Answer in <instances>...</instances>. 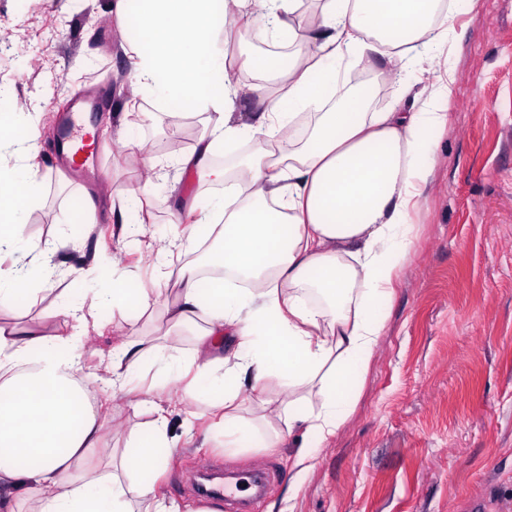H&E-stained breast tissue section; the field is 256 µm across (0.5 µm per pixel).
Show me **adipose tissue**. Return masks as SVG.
Returning a JSON list of instances; mask_svg holds the SVG:
<instances>
[{"label":"adipose tissue","instance_id":"ef3b65f1","mask_svg":"<svg viewBox=\"0 0 512 512\" xmlns=\"http://www.w3.org/2000/svg\"><path fill=\"white\" fill-rule=\"evenodd\" d=\"M301 0H111L119 24L134 23L136 43L124 46L132 93L177 99L206 116L196 150L182 156V173L196 171L222 184L224 194L193 203L196 222L174 225L155 249L158 269L174 253L198 244V225L214 236L224 276L200 288L201 270L183 264L170 288L121 278L122 255L91 271L66 263L69 239L36 244L21 227L38 206L43 186L35 174L0 164V310L38 284L66 272L88 276L90 299L61 303L53 312L60 332L24 322L0 325V512H180L179 504L140 480L143 469L164 476L172 450L194 441V416L180 432L171 417L196 399L206 380L221 399L207 414L224 427V450L236 453L252 430L243 425L242 390L258 401L262 420L285 429L265 441L276 448L295 435L292 488L306 480L312 461L353 412L364 375L387 325L393 281L416 239L410 213L434 178V157L448 130L439 109L453 76L448 32L477 0H322L306 31L294 20ZM287 37L283 96L245 121L239 99L251 92L239 72L265 79L267 63L244 51L251 40ZM240 46L237 67L224 64ZM363 62L405 73L437 71L434 83H405L389 110L365 111L351 97L339 63ZM317 113L314 127L297 116ZM260 147L235 178L212 165L216 150L244 140ZM248 280L232 288L227 275ZM171 300H164L165 292ZM115 308L163 303L169 320L195 329L190 356L174 355L162 338H134L124 329L89 321L87 302ZM111 334L110 349L90 350ZM168 364V382L134 391L129 378L147 361ZM276 380V396L265 394ZM124 407L151 416L148 436L112 448Z\"/></svg>","mask_w":512,"mask_h":512}]
</instances>
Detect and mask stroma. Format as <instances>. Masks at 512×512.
Instances as JSON below:
<instances>
[{"mask_svg": "<svg viewBox=\"0 0 512 512\" xmlns=\"http://www.w3.org/2000/svg\"><path fill=\"white\" fill-rule=\"evenodd\" d=\"M0 114L19 116L40 146L37 157L6 155L7 165L33 169L43 184L39 205L23 228L45 240L63 229L84 267L120 252L121 243L102 214L82 210V190L110 203L116 190L141 192L146 175L126 165L116 129L124 112L128 130L149 144L155 162L172 168L192 153L204 117L187 104L171 107L151 96L132 109L131 66L120 43L132 28L119 27L109 0H0ZM448 40L455 47L450 123L435 157V179L412 214L417 240L400 272L387 322L354 412L313 471L289 494L293 448L250 446L233 456L222 447L224 429L201 412L216 394L199 384L195 433L203 448L179 447L160 486L187 512H236L234 504L197 495L195 479L208 469L237 476L265 471L270 481L250 512H498L512 507V0H478L460 14ZM364 80L368 109L379 112L399 99L401 79H385L369 66L350 68ZM98 89L90 114L101 151L94 182L83 186L47 161L59 148L57 118L75 94ZM184 132L182 150L167 142ZM224 188L195 174L178 189L155 183L148 198L145 247L130 252L131 278L149 274L154 243L166 240L174 219L190 222L192 200L223 195ZM87 280L61 278L34 297L19 298L0 313L9 321L53 330L50 315ZM101 319L133 336H167L186 355L195 338L170 328L161 306L99 310Z\"/></svg>", "mask_w": 512, "mask_h": 512, "instance_id": "1", "label": "stroma"}]
</instances>
